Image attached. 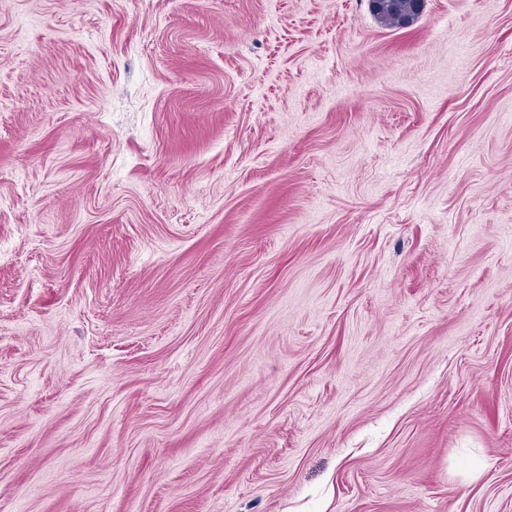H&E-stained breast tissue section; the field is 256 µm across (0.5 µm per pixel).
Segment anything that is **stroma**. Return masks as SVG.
Returning <instances> with one entry per match:
<instances>
[{"label":"stroma","mask_w":512,"mask_h":512,"mask_svg":"<svg viewBox=\"0 0 512 512\" xmlns=\"http://www.w3.org/2000/svg\"><path fill=\"white\" fill-rule=\"evenodd\" d=\"M0 512H512V0H0ZM402 2L400 10L394 9L389 2L379 1L376 9H371L382 26L403 28L408 21H414L423 8L418 0H397Z\"/></svg>","instance_id":"35a3bbf8"}]
</instances>
